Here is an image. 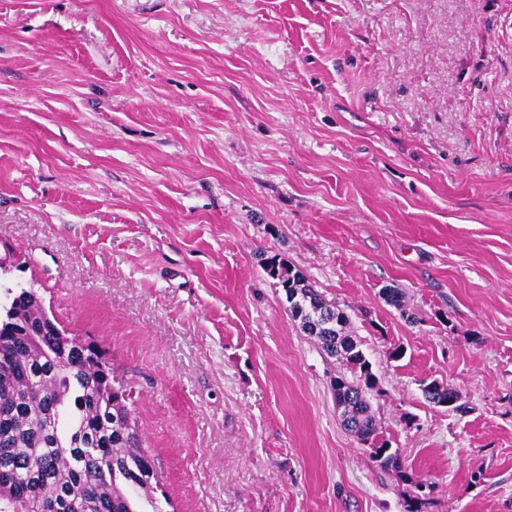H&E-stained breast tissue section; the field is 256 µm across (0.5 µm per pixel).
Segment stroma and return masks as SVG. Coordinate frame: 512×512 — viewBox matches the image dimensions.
I'll return each mask as SVG.
<instances>
[{
  "instance_id": "obj_1",
  "label": "stroma",
  "mask_w": 512,
  "mask_h": 512,
  "mask_svg": "<svg viewBox=\"0 0 512 512\" xmlns=\"http://www.w3.org/2000/svg\"><path fill=\"white\" fill-rule=\"evenodd\" d=\"M0 241L129 382L173 512H512V0H0ZM275 255L348 314L410 481ZM266 273L278 281L291 316L299 320L301 329L313 338L330 358L339 360L344 370L331 382L336 404L342 409V422L362 444L370 445V457L381 467L394 469L398 477H410L386 441L376 445L378 424L370 401L377 387L376 376L360 343L353 336L349 316L328 302L295 267L285 259L273 256L265 266ZM349 373V374H348ZM424 387L422 388V392L425 396V398L433 404L439 403L442 400L448 399V400H456L457 403L453 407L454 411H463L465 409V406L463 404H458L460 401L459 394L447 387L440 386L434 382L426 384L423 383Z\"/></svg>"
}]
</instances>
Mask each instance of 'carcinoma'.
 <instances>
[{
	"instance_id": "carcinoma-1",
	"label": "carcinoma",
	"mask_w": 512,
	"mask_h": 512,
	"mask_svg": "<svg viewBox=\"0 0 512 512\" xmlns=\"http://www.w3.org/2000/svg\"><path fill=\"white\" fill-rule=\"evenodd\" d=\"M266 273L278 281L291 316L344 370L331 382L342 422L370 457L398 477H410L387 442L376 443L370 401L376 376L350 318L328 302L298 269L273 256ZM433 403L459 394L424 385ZM162 475L144 446L127 381L108 352L80 340L47 311L39 291L4 287L0 303V512H30L40 499L52 512H163ZM427 486L415 484L405 512H425Z\"/></svg>"
}]
</instances>
